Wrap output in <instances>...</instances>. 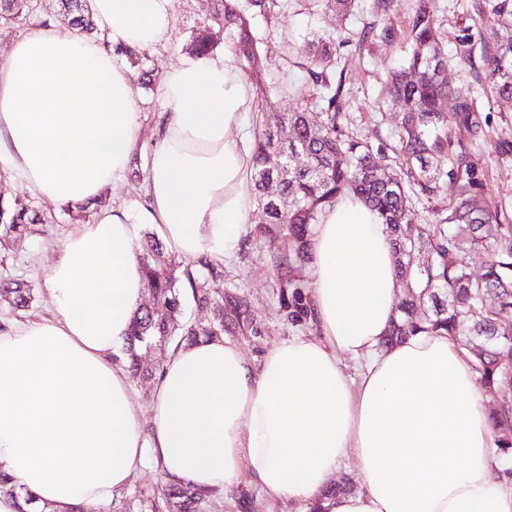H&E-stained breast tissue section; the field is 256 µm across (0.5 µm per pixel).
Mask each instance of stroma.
Listing matches in <instances>:
<instances>
[{
  "instance_id": "1",
  "label": "stroma",
  "mask_w": 512,
  "mask_h": 512,
  "mask_svg": "<svg viewBox=\"0 0 512 512\" xmlns=\"http://www.w3.org/2000/svg\"><path fill=\"white\" fill-rule=\"evenodd\" d=\"M32 11L26 22L0 25V51L11 39L35 27L62 22L60 0H28ZM373 0H356L346 21L324 14L320 0H280L273 17L256 18L260 39V66L274 85L267 105H255L245 116L244 131L255 136L283 114L306 102L313 92L305 70L293 66L296 48L313 29L342 41L340 65L347 73V117L350 128L360 131L373 148L395 146L397 108L386 99L384 87L392 70L406 62L404 44L374 42L358 47L363 27L372 20ZM490 0H435L434 19L453 63L445 76L449 84L471 85L480 113L477 133H462V149L476 170L483 196L495 203L499 221L512 226V110L503 107L482 69L481 46L500 36ZM213 0H173L169 40L164 45L137 50L127 61L135 85L140 123V141L134 159L121 180L106 187L92 204L72 208L47 205L24 189L17 178L0 166V196L20 198L43 210L48 220L39 225L24 248L0 243V275H9L32 285L35 301L29 317L48 312L44 287L49 266L59 256L64 238L78 225L88 224L105 210L138 211L146 204L145 179L150 164L152 140L160 121V87L165 72L187 53L193 36L217 31ZM275 251L262 234L243 235L237 250L225 260V290L244 296L248 303L243 326H228L225 341L239 347L253 364L261 365L266 354L292 336L316 335L307 312L293 314L292 288L281 287ZM307 504L267 497L249 472L225 487L211 501L207 512H307Z\"/></svg>"
}]
</instances>
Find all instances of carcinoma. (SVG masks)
<instances>
[{
  "label": "carcinoma",
  "mask_w": 512,
  "mask_h": 512,
  "mask_svg": "<svg viewBox=\"0 0 512 512\" xmlns=\"http://www.w3.org/2000/svg\"><path fill=\"white\" fill-rule=\"evenodd\" d=\"M218 33L195 37L192 50L208 55L219 41L230 47L248 80L266 95V79L252 67L259 38L253 27L257 17L270 18L278 0H214ZM325 11L344 18L352 14L355 0H322ZM391 0H375L374 20L358 42L393 43L394 26L385 21ZM24 0H0V21L24 18ZM505 33L482 51L483 69L502 106L512 108V0L492 6ZM341 45L316 36L299 51L300 67L318 88L316 106L321 120L313 121L302 105L283 117L276 129L263 130L254 147V191L258 223L277 228L275 238L288 241V264L294 270L310 261L307 238L310 225L340 192L348 188L374 210L390 230L400 276L415 272L407 287L414 289L401 305L385 344H394L418 332L447 334L466 351L472 369L502 399L489 406V421L498 433L496 452H512V367L500 358L512 346V321L500 312L512 310V231L498 220L497 206L477 191L474 170L457 152L456 134L478 126L473 91L469 85L451 87L443 77L446 57L440 33L433 22V0H415L406 66L394 71L386 97L401 107L398 145L392 154L376 160L370 144L353 131L341 128L345 112L346 74L339 67ZM451 113L444 112L447 101ZM449 179L458 197L432 208L433 224H414L413 197L436 199L440 183ZM277 183L288 208H278L266 193V181ZM41 218L16 199L0 204V239L24 247L31 225ZM487 255L478 279L469 272L472 253ZM145 288L152 303L135 311L132 329L123 347L125 367L142 380L153 372L142 369L143 353L168 345L177 350L201 338L224 335V320L240 319L243 301L220 291L223 268L201 256L184 266L168 260L154 234L141 241L139 256ZM191 296L198 308H207L215 297L225 298L226 313L201 325L180 321L181 302ZM0 297L16 310H27L33 289L10 278L0 279ZM208 493L186 482L167 481L160 489L129 497L120 495L113 512H203Z\"/></svg>",
  "instance_id": "1"
}]
</instances>
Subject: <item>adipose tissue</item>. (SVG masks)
<instances>
[{"label":"adipose tissue","mask_w":512,"mask_h":512,"mask_svg":"<svg viewBox=\"0 0 512 512\" xmlns=\"http://www.w3.org/2000/svg\"><path fill=\"white\" fill-rule=\"evenodd\" d=\"M171 2L90 0L100 38L52 25L0 51V163L45 202L84 205L126 172L139 108L119 51L167 41ZM252 107L234 53L182 55L161 83L143 212L68 235L45 278L51 316L0 335V474L17 487L0 512H23L28 494L55 512H112L149 458L204 491L245 467L268 496L327 512H512L469 360L445 336L383 346L401 278L387 226L353 194L309 231L318 337H291L257 367L198 341L165 362L150 415L133 402L114 355L145 291L140 227L185 257L233 255L254 195L240 134ZM349 457L360 490L325 497Z\"/></svg>","instance_id":"1"}]
</instances>
